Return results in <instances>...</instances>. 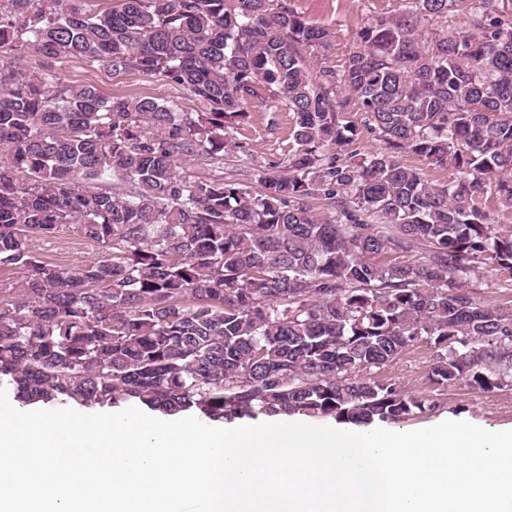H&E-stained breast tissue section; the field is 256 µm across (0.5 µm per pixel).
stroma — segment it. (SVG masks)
Segmentation results:
<instances>
[{"instance_id":"stroma-1","label":"stroma","mask_w":512,"mask_h":512,"mask_svg":"<svg viewBox=\"0 0 512 512\" xmlns=\"http://www.w3.org/2000/svg\"><path fill=\"white\" fill-rule=\"evenodd\" d=\"M291 3L313 22L337 29L338 51L342 54L352 48L357 31L370 22L378 5L377 0H291ZM57 71L64 80L94 85L107 96L151 95L178 101L188 111L195 107L182 90L157 77L137 73L116 75L110 67L90 65L79 59L66 60ZM290 123L291 116L286 108L258 105L251 111V123L245 135L259 155L268 157L279 153L282 141L288 137ZM35 250L42 259L71 268L84 264L95 253L93 247L68 234L36 241ZM467 285L478 300L512 312V279H507L493 266H483ZM431 360L432 351L422 342L375 373L376 378L399 384L413 397L438 403L436 410L400 422V429H422L445 420H464L492 430L512 428V387L477 393L462 381L438 386L429 378Z\"/></svg>"}]
</instances>
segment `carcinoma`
<instances>
[{"label":"carcinoma","mask_w":512,"mask_h":512,"mask_svg":"<svg viewBox=\"0 0 512 512\" xmlns=\"http://www.w3.org/2000/svg\"><path fill=\"white\" fill-rule=\"evenodd\" d=\"M85 2L0 0V270L21 273L0 282V387L369 426L436 408L370 376L421 341L437 385L512 386V313L466 287L512 275V225L486 208L512 212L503 0H404L340 59L290 0ZM69 58L158 76L198 111L66 83ZM256 100L292 114L272 158L234 141ZM363 133L379 147L350 149ZM68 232L96 247L77 268L33 249Z\"/></svg>","instance_id":"cac0c4a2"}]
</instances>
